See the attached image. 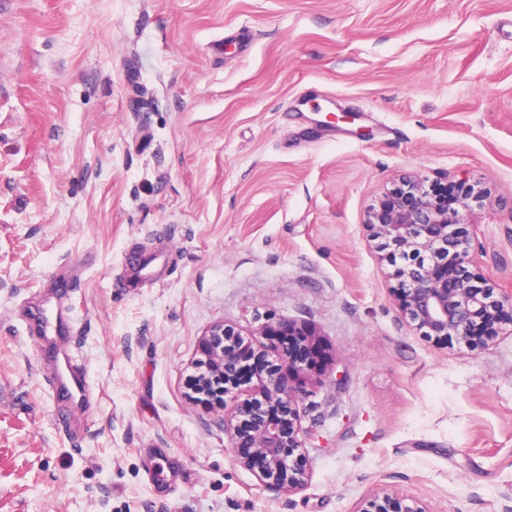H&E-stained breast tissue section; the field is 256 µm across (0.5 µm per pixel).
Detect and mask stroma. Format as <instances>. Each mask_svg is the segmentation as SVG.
Listing matches in <instances>:
<instances>
[{
	"instance_id": "35a3bbf8",
	"label": "stroma",
	"mask_w": 512,
	"mask_h": 512,
	"mask_svg": "<svg viewBox=\"0 0 512 512\" xmlns=\"http://www.w3.org/2000/svg\"><path fill=\"white\" fill-rule=\"evenodd\" d=\"M406 172L484 183L464 221L512 295V0H0V512H512V330L402 325L364 224ZM84 258L74 439L16 308ZM283 316L323 360L311 478L275 497L188 378L211 325ZM394 500L388 493H383L382 495L374 494L369 500L368 508H361L355 512H431V510L423 506L408 507L406 510L395 511Z\"/></svg>"
}]
</instances>
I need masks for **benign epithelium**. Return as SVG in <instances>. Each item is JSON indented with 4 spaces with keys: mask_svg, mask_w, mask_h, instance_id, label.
Masks as SVG:
<instances>
[{
    "mask_svg": "<svg viewBox=\"0 0 512 512\" xmlns=\"http://www.w3.org/2000/svg\"><path fill=\"white\" fill-rule=\"evenodd\" d=\"M458 208L439 200L428 178L402 177L367 213L370 236L408 253L409 261L393 272L400 317L420 335L438 341L452 336L469 348L488 345L492 335H473L474 326L503 311L512 316V297L494 296L480 262L470 253L461 210L468 201L485 197L478 182H462ZM310 336L305 326L280 317L246 338L233 324L212 325L199 344L203 359L192 376L193 401L224 413V434L236 461L251 471L264 490L279 496L304 490L310 480L304 448L306 410L299 405L300 386L293 376L296 364L284 356L269 360L270 337L281 331ZM266 365L256 379L255 392L241 388L237 374L249 356ZM216 382L224 384V399L206 401ZM253 426L242 432L243 418ZM358 512H395L394 498L375 494Z\"/></svg>",
    "mask_w": 512,
    "mask_h": 512,
    "instance_id": "1",
    "label": "benign epithelium"
}]
</instances>
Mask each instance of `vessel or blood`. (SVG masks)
<instances>
[{
	"instance_id": "b4317fda",
	"label": "vessel or blood",
	"mask_w": 512,
	"mask_h": 512,
	"mask_svg": "<svg viewBox=\"0 0 512 512\" xmlns=\"http://www.w3.org/2000/svg\"><path fill=\"white\" fill-rule=\"evenodd\" d=\"M23 320L27 334L39 336L40 357L52 369L57 420L62 426L72 427L73 411L92 401L93 390L82 360L68 345L73 323L64 312L60 294L44 295L26 306Z\"/></svg>"
}]
</instances>
